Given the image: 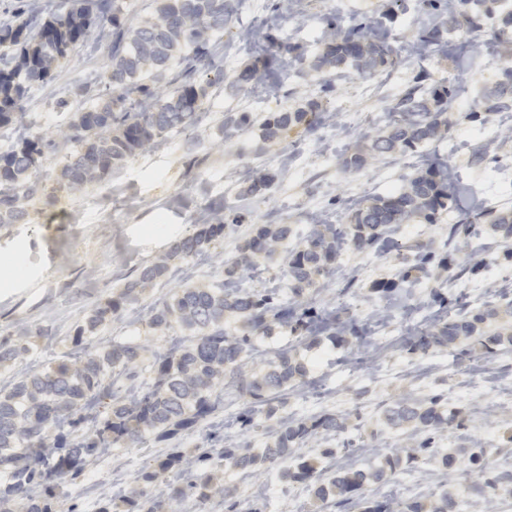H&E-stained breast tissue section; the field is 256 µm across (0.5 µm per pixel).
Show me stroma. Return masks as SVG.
Here are the masks:
<instances>
[{"instance_id":"35a3bbf8","label":"stroma","mask_w":512,"mask_h":512,"mask_svg":"<svg viewBox=\"0 0 512 512\" xmlns=\"http://www.w3.org/2000/svg\"><path fill=\"white\" fill-rule=\"evenodd\" d=\"M363 17L384 22L394 50L392 64L371 76L352 70L313 73L310 63L323 50L331 26ZM428 19L424 0H361L350 13L343 0H240L236 17L193 74L207 89L193 126L163 137L111 178L50 201H35L26 223L0 225V255L22 256L20 268L0 271V338L22 329L42 333L22 361L0 368V390L45 365L75 362L109 342L128 338L145 343L142 380L151 382L154 360L186 340L176 326L154 330L156 312L175 287L221 285L224 261L237 254L251 225L287 224L292 229L273 258L259 263L240 282L244 288L284 296L286 256L311 225L348 223L351 212L367 198L399 188L419 167L446 162L454 171L453 210L435 224L397 226L392 236L400 251L380 256L345 250L335 271L307 300L318 313L362 326L369 325L373 312L386 308L387 319L374 346L358 349L322 339L308 354V377L289 390L279 413L302 420L345 415L343 432L316 439L305 451L315 453L328 443L344 451L356 467L369 468L375 461L368 448L384 445L394 450L413 442L410 432L386 426L385 409L404 397L439 392L462 422L442 434L439 447L467 448L476 437L489 453H497L498 432L512 423V352L487 356L455 348L421 354L410 351L405 336L406 329L424 330L464 310L512 299V287L499 281L507 243L487 231L452 246L447 243L449 224L467 213L487 205L512 208V181L501 176L512 164V107L486 110L488 89L505 64L495 37L497 20L485 19L480 51L471 50L469 35L461 32L449 35L446 51L421 57L413 49ZM284 40L299 46L300 59L289 64L273 60L274 43ZM107 62V41L94 34L62 62L52 81L30 89L22 103V123L0 125V152L32 135L67 129L81 106L78 88H104ZM247 67L256 68L257 84L230 90V81ZM419 78L451 87V135L406 154L367 159L356 171L345 170L343 159L388 125L393 107ZM308 99L326 113L313 133L273 141L261 138L259 122L265 113ZM474 112L484 113L485 123L471 121ZM231 113L249 115L250 125L225 133L224 119ZM264 170L277 172V181L261 193L249 192L252 179ZM201 224L224 225L223 238L190 258L169 259L164 274L136 302L82 344H73L76 328L92 308L119 294L145 267L167 257L177 239ZM418 247L440 257L453 252L455 264L447 271L430 266L418 281L384 298L379 282L410 265ZM437 293L444 303L434 302ZM248 402V397L226 389L222 405L182 436L180 448L190 455L223 445L261 452L274 423L261 416L250 430H243L239 416ZM168 451L167 443L151 435L132 447L113 449L65 487L57 512H97L101 493L126 494L139 472ZM216 475L236 489L243 512L254 504L264 512L312 510L308 484L284 479L280 468L257 475L220 467ZM472 483L471 476L451 477L426 461L369 484L365 494L401 503L446 492L454 498L456 512H473L475 504L466 494Z\"/></svg>"}]
</instances>
